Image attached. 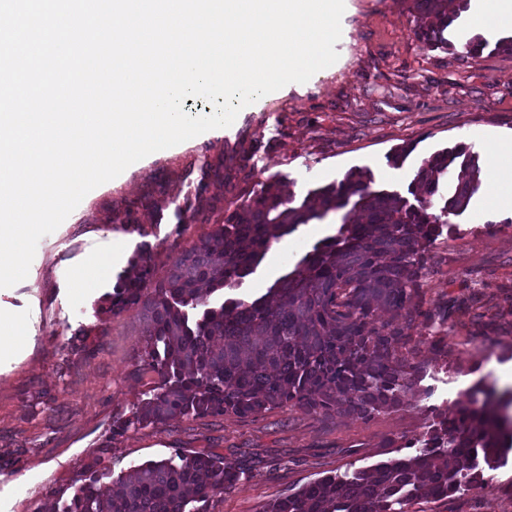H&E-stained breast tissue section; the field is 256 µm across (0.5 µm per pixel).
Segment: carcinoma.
Here are the masks:
<instances>
[{
  "label": "carcinoma",
  "mask_w": 512,
  "mask_h": 512,
  "mask_svg": "<svg viewBox=\"0 0 512 512\" xmlns=\"http://www.w3.org/2000/svg\"><path fill=\"white\" fill-rule=\"evenodd\" d=\"M419 36L434 46L461 7L417 0ZM466 56L488 47L462 38ZM365 168L299 200L287 183L263 184L205 238L183 252L151 294V258H139L115 288L112 314L143 305L150 319L139 360L157 381L118 432L162 425L181 416H257L286 408L315 416L370 419L404 403L416 384L409 360L411 322L425 252L439 227L463 214L481 185L476 154L464 145L424 159L409 196L375 190ZM341 213L337 233L316 245L266 295L215 301L235 289L273 242L302 224ZM385 311L388 319H378ZM483 399H478L477 394ZM512 395L474 389L451 417L427 432L421 453L379 462L352 475L326 476L268 503L263 512H405L417 499H442L480 485L478 460L492 466L512 450ZM71 498L50 512H200L198 504L231 488L241 469L214 454L175 455L139 466L129 476L95 462Z\"/></svg>",
  "instance_id": "1"
}]
</instances>
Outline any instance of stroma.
<instances>
[{
	"instance_id": "obj_1",
	"label": "stroma",
	"mask_w": 512,
	"mask_h": 512,
	"mask_svg": "<svg viewBox=\"0 0 512 512\" xmlns=\"http://www.w3.org/2000/svg\"><path fill=\"white\" fill-rule=\"evenodd\" d=\"M418 17L414 0H347L336 63L262 97L230 128L132 164L39 241L26 279L0 289V309L20 317L29 336L21 355L0 362V512H47L73 495L93 461L119 475L176 453L219 454L243 469L203 512H261L323 476L414 455L435 414L469 390L512 391V224L490 202L489 165L492 144L512 137V53L488 48L461 60V46L419 38ZM459 143L477 154L481 185L428 249L424 314L411 343L420 379L402 407L367 420L285 409L175 417L113 433V421L156 379L136 356L144 311H110L139 253L150 254L154 279H163L226 209L271 177L302 198L360 167L374 188L403 193L423 159ZM403 144L414 150L397 168L389 155ZM128 210L134 223L114 222ZM339 223L332 213L317 233L297 228L288 259L275 268L262 260L240 294L265 295ZM114 238L123 255L79 287L78 275ZM445 309L447 322L434 324ZM406 512H512V452L485 470L477 490L415 500Z\"/></svg>"
}]
</instances>
